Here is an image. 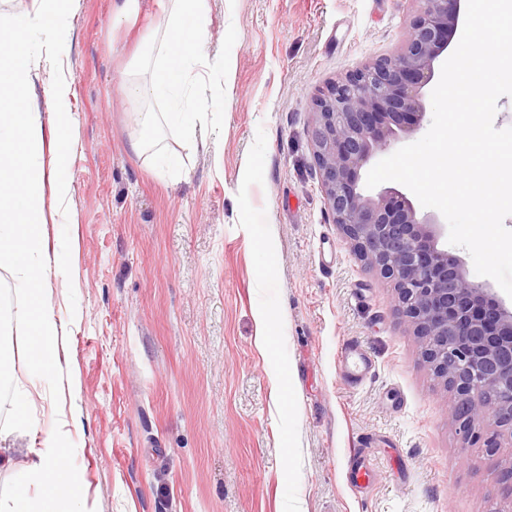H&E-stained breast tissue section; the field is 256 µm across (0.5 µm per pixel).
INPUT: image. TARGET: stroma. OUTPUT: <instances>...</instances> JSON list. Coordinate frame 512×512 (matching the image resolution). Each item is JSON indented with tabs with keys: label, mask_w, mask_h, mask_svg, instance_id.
I'll list each match as a JSON object with an SVG mask.
<instances>
[{
	"label": "stroma",
	"mask_w": 512,
	"mask_h": 512,
	"mask_svg": "<svg viewBox=\"0 0 512 512\" xmlns=\"http://www.w3.org/2000/svg\"><path fill=\"white\" fill-rule=\"evenodd\" d=\"M67 0L72 44L39 84L44 130L68 113L72 191L45 198L43 282L67 323L71 392L43 384L17 467L77 402L67 466L88 512H512V447L463 446L394 290L333 221L309 129L331 82L401 48L416 0H208L207 65L223 97L205 143H168L157 177L116 88L157 47L161 0ZM373 360L347 382L338 351ZM289 391L293 406L279 395Z\"/></svg>",
	"instance_id": "1"
}]
</instances>
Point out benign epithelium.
I'll return each instance as SVG.
<instances>
[{"label":"benign epithelium","instance_id":"7a95c632","mask_svg":"<svg viewBox=\"0 0 512 512\" xmlns=\"http://www.w3.org/2000/svg\"><path fill=\"white\" fill-rule=\"evenodd\" d=\"M403 47L347 73L314 100L310 136L327 205L358 257L393 284L397 310L454 397L462 443L512 440V308L440 246L413 202L361 185V169L420 127L424 88L456 29L462 0H416Z\"/></svg>","mask_w":512,"mask_h":512}]
</instances>
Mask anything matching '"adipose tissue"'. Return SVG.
I'll return each mask as SVG.
<instances>
[{"label": "adipose tissue", "mask_w": 512, "mask_h": 512, "mask_svg": "<svg viewBox=\"0 0 512 512\" xmlns=\"http://www.w3.org/2000/svg\"><path fill=\"white\" fill-rule=\"evenodd\" d=\"M166 14L151 79L124 78L121 91L134 102L149 99L163 104V111L136 113L130 147L136 155H147L156 174L177 181L186 170L181 156L166 144V133L195 143L206 114L222 113L224 102L208 97L203 85L190 83L193 66L207 57V0H168ZM34 27L51 28L54 52H66L71 41L56 0H32L22 20L0 22V44L8 46L0 51V264L7 265L23 296L10 314V323L26 339L28 350L25 374L20 377L14 370L12 348L0 346V376L16 385L13 423L4 430L8 436L30 428L31 386L60 372L57 342L65 331L42 283L48 264L66 263L63 255L48 256L43 231L46 187H53L60 198L71 190L69 117L59 114L47 134L39 113L32 110L42 62L27 46V32ZM68 453L63 433L53 435L51 444L19 472L13 489L0 494V512H86V488L64 464Z\"/></svg>", "instance_id": "ef3b65f1"}]
</instances>
